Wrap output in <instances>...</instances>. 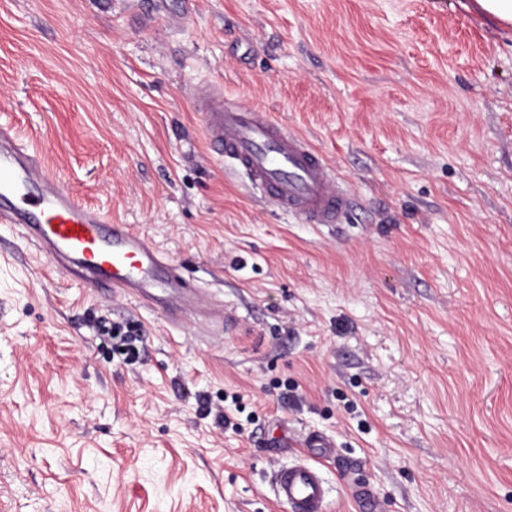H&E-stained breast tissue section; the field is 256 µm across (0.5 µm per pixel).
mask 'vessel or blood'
<instances>
[{
	"label": "vessel or blood",
	"mask_w": 512,
	"mask_h": 512,
	"mask_svg": "<svg viewBox=\"0 0 512 512\" xmlns=\"http://www.w3.org/2000/svg\"><path fill=\"white\" fill-rule=\"evenodd\" d=\"M192 107L202 118L208 155L239 172L279 212L307 224H338L351 208L339 178L309 140L226 95L198 87ZM0 223L20 226L24 240L60 271L85 278L102 294L142 300L168 319L181 311L180 270L129 225L87 207L62 188L41 152L0 125ZM303 455L278 468L272 490L288 512H328V487L318 466L335 455L332 440L311 434Z\"/></svg>",
	"instance_id": "obj_1"
}]
</instances>
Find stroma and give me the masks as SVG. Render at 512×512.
Returning <instances> with one entry per match:
<instances>
[{
  "instance_id": "35a3bbf8",
  "label": "stroma",
  "mask_w": 512,
  "mask_h": 512,
  "mask_svg": "<svg viewBox=\"0 0 512 512\" xmlns=\"http://www.w3.org/2000/svg\"><path fill=\"white\" fill-rule=\"evenodd\" d=\"M167 2L0 0V125L227 313L94 295L0 224V512H280L309 433L329 512H512V34L472 0ZM206 84L314 144L343 223L207 156ZM97 328L100 335L112 341V353L121 356L123 361L132 364L140 358L143 339L136 330H125L123 325L109 322H101Z\"/></svg>"
}]
</instances>
